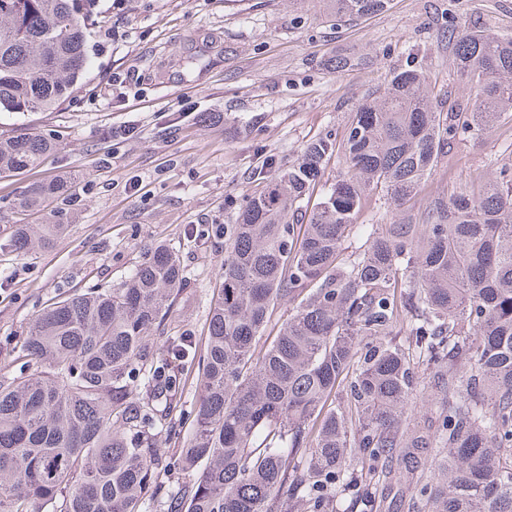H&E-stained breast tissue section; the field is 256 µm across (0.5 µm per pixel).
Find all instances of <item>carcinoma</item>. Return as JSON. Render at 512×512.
<instances>
[{
  "mask_svg": "<svg viewBox=\"0 0 512 512\" xmlns=\"http://www.w3.org/2000/svg\"><path fill=\"white\" fill-rule=\"evenodd\" d=\"M92 0H0V118L53 112L84 82ZM336 22L388 0H324ZM472 108L431 98L427 73H390L341 140H311L224 238L204 349L191 332L157 343L186 281L167 246L147 248L112 288L44 307L0 382V512H512V177L431 202L420 224H356L380 191L414 196L450 133L512 114V38L448 27ZM49 134L0 136V176L56 149ZM345 173L307 213L327 160ZM74 178L33 184L13 207L16 250L51 247ZM358 236V250L344 243ZM288 317L271 328L280 307ZM408 327V339H397ZM198 360L191 428L183 390ZM419 399L430 415L410 410ZM180 445L176 460L159 436ZM191 479L173 485L177 472Z\"/></svg>",
  "mask_w": 512,
  "mask_h": 512,
  "instance_id": "carcinoma-1",
  "label": "carcinoma"
}]
</instances>
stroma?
Wrapping results in <instances>:
<instances>
[{
    "label": "stroma",
    "mask_w": 512,
    "mask_h": 512,
    "mask_svg": "<svg viewBox=\"0 0 512 512\" xmlns=\"http://www.w3.org/2000/svg\"><path fill=\"white\" fill-rule=\"evenodd\" d=\"M94 9L102 21L84 87L57 111L0 121L6 135L26 128L58 138L39 168L0 176L2 378L17 374L21 339L45 305L119 283L157 241L187 275L170 324L204 338L224 243L191 228L233 223L258 189L256 168L277 174L312 139L341 135L360 101L408 63L441 95L466 102L449 25L512 37V0H391L338 26L322 0H96ZM339 56L349 68L330 67ZM453 143L409 202L371 196L358 223H418L435 198L479 192L512 169V121ZM64 174L78 178L66 232L49 250L17 254L11 200Z\"/></svg>",
    "instance_id": "1"
}]
</instances>
